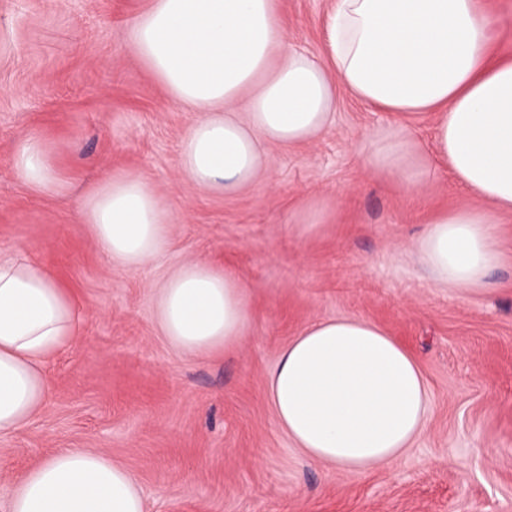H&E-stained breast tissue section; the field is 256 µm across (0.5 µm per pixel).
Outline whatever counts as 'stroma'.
Instances as JSON below:
<instances>
[{"label": "stroma", "mask_w": 512, "mask_h": 512, "mask_svg": "<svg viewBox=\"0 0 512 512\" xmlns=\"http://www.w3.org/2000/svg\"><path fill=\"white\" fill-rule=\"evenodd\" d=\"M332 0H278L290 46L315 54ZM142 0H0V253L24 247L75 294L84 333L49 364L52 390L20 433L0 438V505L37 464L88 448L124 466L146 512H512V214L490 292L428 284L411 246L438 212L474 206L446 167L407 190L372 172V133L405 134L428 156L435 118L378 112L337 88L316 140L265 148L266 170L224 195L179 163L195 115L134 57L128 27ZM494 49L512 56V0H478ZM41 135L66 196L19 181L18 140ZM143 177L173 211L164 260L112 266L76 214L107 172ZM331 217L302 235L308 201ZM188 261L247 285V335L224 350L179 354L159 333L154 290ZM367 318L417 358L427 427L392 468L362 475L308 461L278 427L266 391L277 357L308 323Z\"/></svg>", "instance_id": "1"}]
</instances>
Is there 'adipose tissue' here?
Listing matches in <instances>:
<instances>
[{
    "mask_svg": "<svg viewBox=\"0 0 512 512\" xmlns=\"http://www.w3.org/2000/svg\"><path fill=\"white\" fill-rule=\"evenodd\" d=\"M128 38L170 99L194 113L181 168L214 193L251 184L264 145L323 133L337 87L384 112L435 113L432 151L477 204L435 215L413 250L432 287L486 292L503 260L495 226L512 214V58H492L477 0H332L316 55L289 46L277 0H147ZM364 163L420 184L401 135L374 133ZM11 164L34 190L69 191L40 136L21 138ZM78 217L114 266L136 272L168 253L171 209L140 177L107 174L80 199ZM250 321L248 288L224 268L187 262L159 288L158 327L181 353L231 346ZM85 324L76 299L27 250L0 256V437L22 431L44 405L49 359ZM267 391L294 447L345 472L400 464L427 423L420 365L365 318L306 325L279 353ZM7 512H144V499L106 455L66 448L26 474Z\"/></svg>",
    "mask_w": 512,
    "mask_h": 512,
    "instance_id": "adipose-tissue-1",
    "label": "adipose tissue"
}]
</instances>
